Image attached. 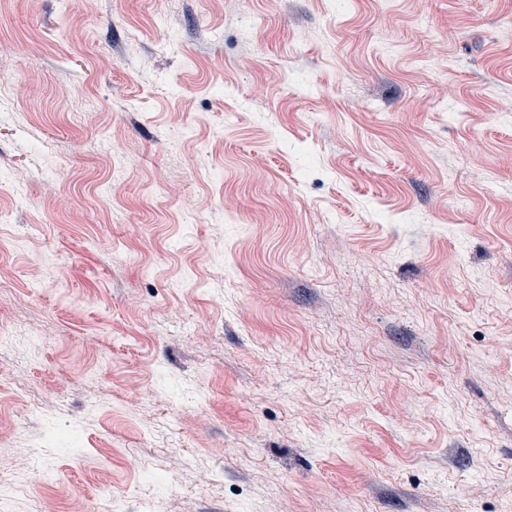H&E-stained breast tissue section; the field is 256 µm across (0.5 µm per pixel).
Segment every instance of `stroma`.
Segmentation results:
<instances>
[{"instance_id":"35a3bbf8","label":"stroma","mask_w":512,"mask_h":512,"mask_svg":"<svg viewBox=\"0 0 512 512\" xmlns=\"http://www.w3.org/2000/svg\"><path fill=\"white\" fill-rule=\"evenodd\" d=\"M5 512H512V0H0Z\"/></svg>"}]
</instances>
